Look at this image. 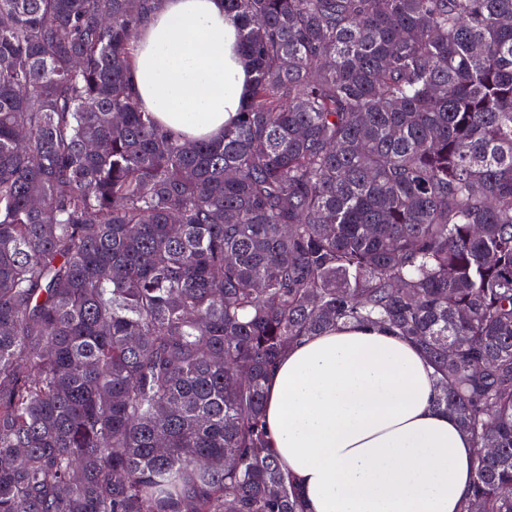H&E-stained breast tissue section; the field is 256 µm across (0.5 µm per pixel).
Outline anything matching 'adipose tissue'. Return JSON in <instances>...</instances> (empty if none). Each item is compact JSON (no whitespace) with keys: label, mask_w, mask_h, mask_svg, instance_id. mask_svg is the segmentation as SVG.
I'll list each match as a JSON object with an SVG mask.
<instances>
[{"label":"adipose tissue","mask_w":512,"mask_h":512,"mask_svg":"<svg viewBox=\"0 0 512 512\" xmlns=\"http://www.w3.org/2000/svg\"><path fill=\"white\" fill-rule=\"evenodd\" d=\"M128 81L164 130L222 136L247 83L224 0H161ZM436 398L425 353L388 327L345 323L294 343L266 380L265 415L306 512H459L472 440Z\"/></svg>","instance_id":"obj_1"}]
</instances>
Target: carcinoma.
Returning <instances> with one entry per match:
<instances>
[{
	"instance_id": "obj_1",
	"label": "carcinoma",
	"mask_w": 512,
	"mask_h": 512,
	"mask_svg": "<svg viewBox=\"0 0 512 512\" xmlns=\"http://www.w3.org/2000/svg\"><path fill=\"white\" fill-rule=\"evenodd\" d=\"M155 2L0 0V512H299L266 375L340 322L422 348L461 512H512V0H225L215 140L130 88Z\"/></svg>"
}]
</instances>
